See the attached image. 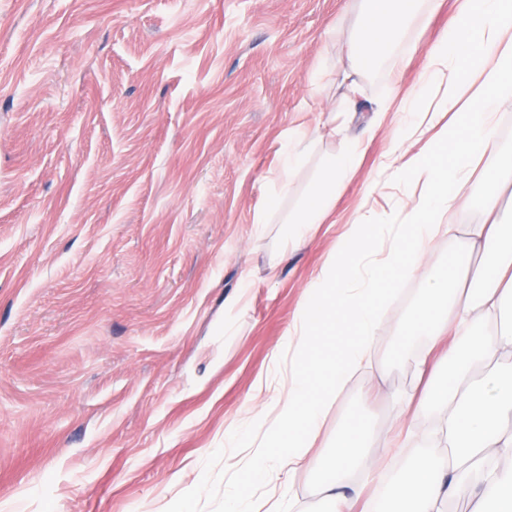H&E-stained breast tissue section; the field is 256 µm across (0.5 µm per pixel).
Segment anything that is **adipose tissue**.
<instances>
[{
    "instance_id": "adipose-tissue-1",
    "label": "adipose tissue",
    "mask_w": 512,
    "mask_h": 512,
    "mask_svg": "<svg viewBox=\"0 0 512 512\" xmlns=\"http://www.w3.org/2000/svg\"><path fill=\"white\" fill-rule=\"evenodd\" d=\"M421 0H358L360 37L350 52L358 69L369 70L387 56ZM436 72L424 84L427 104L416 127L434 128L442 114L464 121L451 151L430 150L407 176L421 182L407 207L412 236L395 238L385 263H378L370 227L349 225L325 264L305 289L297 315L281 345L296 360L288 390L273 401L277 424L262 413L246 425L261 429L247 474L259 480L269 467L304 468L325 417L348 391L381 336V317L396 298L398 285L423 281L422 297L402 327L398 347L413 357L426 384L419 397L438 416L436 439L442 455L420 458L395 484L386 502L366 512H446L458 484L473 483L479 504L491 512H512V211H503L499 191L512 184V146L497 137V114L512 104V0H461L448 31L429 50ZM485 163L486 221L468 232L478 266L453 257L435 277L425 260L433 242L455 239L452 218L460 205L458 185L478 163ZM357 167L355 153L331 158L323 186L308 195L290 234L295 245L307 241L306 226L324 223L336 204V188ZM353 324L355 339L344 350L330 348L337 319ZM427 336L445 343L447 382L435 380L431 347L412 340ZM369 432L354 421L337 442L319 492L326 512H354L351 484L383 481L366 453Z\"/></svg>"
}]
</instances>
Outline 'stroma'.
<instances>
[{
	"label": "stroma",
	"mask_w": 512,
	"mask_h": 512,
	"mask_svg": "<svg viewBox=\"0 0 512 512\" xmlns=\"http://www.w3.org/2000/svg\"><path fill=\"white\" fill-rule=\"evenodd\" d=\"M455 9L424 8L347 100L319 75L350 64L355 0H0V512H165L200 475L188 512H224L239 488L260 510L278 493L321 512L319 475L359 417L390 478L442 454L432 415L395 401L414 383L395 347L413 279L309 466L240 477L249 396L287 391L278 344L313 272L363 214L383 249L408 222L413 185L386 155L424 104L427 50ZM316 102L338 132L274 196L288 133L315 128ZM354 145L361 164L329 221L286 248L282 224ZM401 411L421 440L389 454Z\"/></svg>",
	"instance_id": "35a3bbf8"
}]
</instances>
